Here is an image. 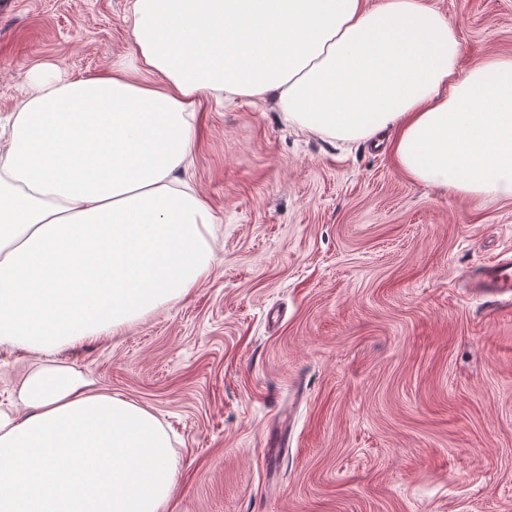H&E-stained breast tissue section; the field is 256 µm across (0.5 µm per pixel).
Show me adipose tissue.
<instances>
[{
  "label": "adipose tissue",
  "instance_id": "ef3b65f1",
  "mask_svg": "<svg viewBox=\"0 0 512 512\" xmlns=\"http://www.w3.org/2000/svg\"><path fill=\"white\" fill-rule=\"evenodd\" d=\"M130 68L45 75L0 146V345L47 356L0 412V512H166L171 441L60 350L199 285L219 217L186 179L202 98L266 101L306 135L389 130L414 180L512 200V57L459 67L424 0H131Z\"/></svg>",
  "mask_w": 512,
  "mask_h": 512
}]
</instances>
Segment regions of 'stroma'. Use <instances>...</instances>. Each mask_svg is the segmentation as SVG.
<instances>
[{
  "instance_id": "stroma-1",
  "label": "stroma",
  "mask_w": 512,
  "mask_h": 512,
  "mask_svg": "<svg viewBox=\"0 0 512 512\" xmlns=\"http://www.w3.org/2000/svg\"><path fill=\"white\" fill-rule=\"evenodd\" d=\"M461 69L512 57V0H425ZM129 0H0V125L42 66L129 63ZM187 171L222 222L187 295L60 352L169 433L168 512H512V307L465 294L512 258V200L427 187L388 143L203 100ZM39 355L0 347V409Z\"/></svg>"
}]
</instances>
